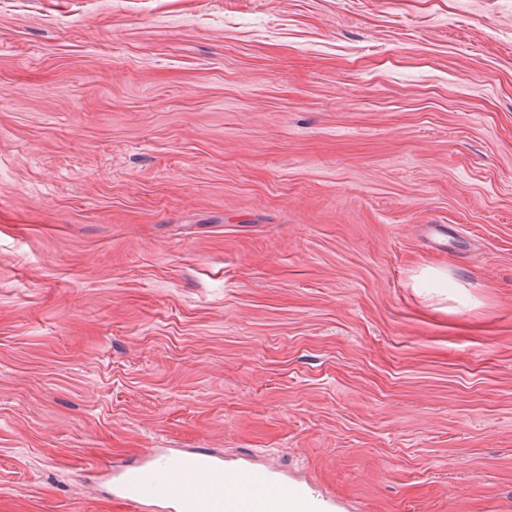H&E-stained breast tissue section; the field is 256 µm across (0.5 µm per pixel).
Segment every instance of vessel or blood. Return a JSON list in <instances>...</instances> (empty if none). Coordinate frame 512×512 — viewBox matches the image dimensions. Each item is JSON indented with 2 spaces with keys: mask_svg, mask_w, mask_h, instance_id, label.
Listing matches in <instances>:
<instances>
[{
  "mask_svg": "<svg viewBox=\"0 0 512 512\" xmlns=\"http://www.w3.org/2000/svg\"><path fill=\"white\" fill-rule=\"evenodd\" d=\"M115 499L145 512L163 504L167 512H281L294 505L322 512L305 486L260 466L223 470L219 455L189 450L165 453L114 473Z\"/></svg>",
  "mask_w": 512,
  "mask_h": 512,
  "instance_id": "b4317fda",
  "label": "vessel or blood"
}]
</instances>
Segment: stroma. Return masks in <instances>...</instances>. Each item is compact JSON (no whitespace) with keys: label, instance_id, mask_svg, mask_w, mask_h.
<instances>
[{"label":"stroma","instance_id":"stroma-1","mask_svg":"<svg viewBox=\"0 0 512 512\" xmlns=\"http://www.w3.org/2000/svg\"><path fill=\"white\" fill-rule=\"evenodd\" d=\"M159 448L512 512V0H0V512Z\"/></svg>","mask_w":512,"mask_h":512}]
</instances>
